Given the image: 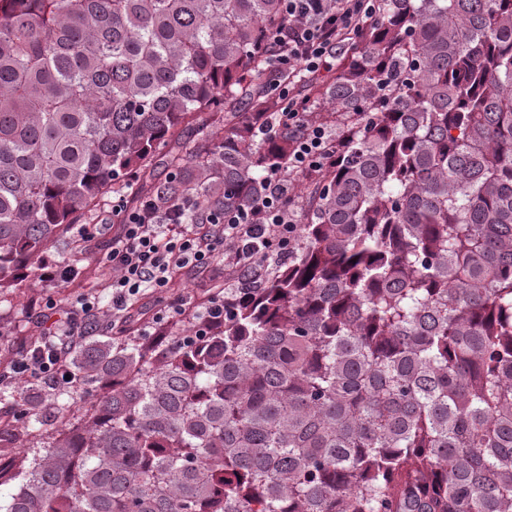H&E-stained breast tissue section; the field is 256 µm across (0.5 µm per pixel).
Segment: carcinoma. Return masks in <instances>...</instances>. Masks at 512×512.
I'll list each match as a JSON object with an SVG mask.
<instances>
[{"instance_id": "obj_1", "label": "carcinoma", "mask_w": 512, "mask_h": 512, "mask_svg": "<svg viewBox=\"0 0 512 512\" xmlns=\"http://www.w3.org/2000/svg\"><path fill=\"white\" fill-rule=\"evenodd\" d=\"M287 27L281 0H0V288L133 183L188 224L250 211L288 170L262 117L333 150L221 320L76 348L85 406L0 465V512H512V0H371L323 88L271 74ZM210 117L208 113H202L196 122L187 126H181L169 141L168 148L178 150L183 155L191 153L198 145L205 129L208 127Z\"/></svg>"}]
</instances>
